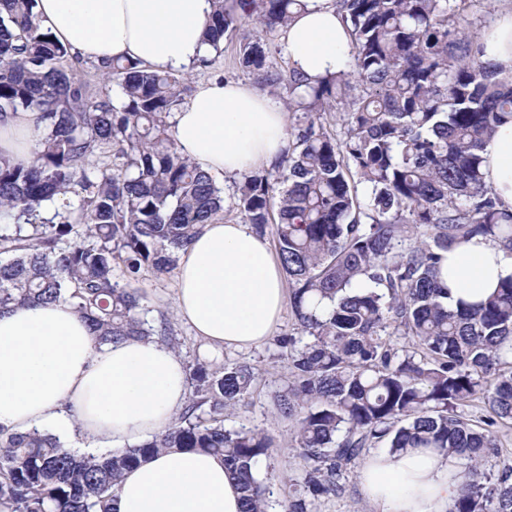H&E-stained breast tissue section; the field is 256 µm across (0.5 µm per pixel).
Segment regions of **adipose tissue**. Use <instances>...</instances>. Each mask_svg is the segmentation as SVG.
<instances>
[{"label": "adipose tissue", "mask_w": 512, "mask_h": 512, "mask_svg": "<svg viewBox=\"0 0 512 512\" xmlns=\"http://www.w3.org/2000/svg\"><path fill=\"white\" fill-rule=\"evenodd\" d=\"M214 0H36L42 25L74 55L127 58L157 71H187L210 52L203 41ZM485 58L512 71V13L479 38ZM291 70L316 78L343 70L350 35L333 0H306L281 38ZM181 153L214 175L272 165L287 150L285 110L267 93L219 80L198 84L174 116ZM36 115L0 119V154L30 164ZM483 164L486 183L512 211V117L497 124ZM450 305L483 299L512 277V253L483 237L444 253ZM286 300L280 263L249 225H205L177 269L176 314L210 346L249 347L273 333ZM187 396L186 369L173 349L130 339L95 344L70 306L0 309V427H50L95 447L122 448L164 431ZM468 472L432 448L369 456L360 473L375 512H448ZM116 512H241L236 482L211 454L172 450L142 461L121 482Z\"/></svg>", "instance_id": "obj_1"}]
</instances>
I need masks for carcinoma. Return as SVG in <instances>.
Instances as JSON below:
<instances>
[{
    "label": "carcinoma",
    "mask_w": 512,
    "mask_h": 512,
    "mask_svg": "<svg viewBox=\"0 0 512 512\" xmlns=\"http://www.w3.org/2000/svg\"><path fill=\"white\" fill-rule=\"evenodd\" d=\"M35 2L0 0V115L35 112L45 128L31 164L0 156V308L67 303L99 345L155 336L171 346L130 283L168 272L228 206L259 234L275 225L300 333L277 339L289 370L277 405L296 421L304 461L284 512L341 493L347 467L381 443L465 461L470 480L448 512H512V467L485 469L498 451L495 419L512 420V278L460 310L439 278L442 253L460 240L512 252V212L482 173L496 124L512 115V76L483 59L468 29L475 0H335L351 36L347 69L314 81L269 60L305 0H215L205 42L217 52L254 24L239 66L295 114L287 154L243 175L228 201L177 151L168 117L179 76L116 59L101 69L120 102L91 96ZM331 110L340 136L322 123ZM112 144V168L88 167ZM69 193L80 197L76 221H45L43 206ZM393 323L417 350L393 347ZM218 358L195 359L183 410L137 445L86 453L50 431L0 429V512H114L125 472L173 449L222 457L242 512H267L288 475L263 466L262 432L224 427L256 368ZM478 394L493 414L484 428L457 412Z\"/></svg>",
    "instance_id": "cac0c4a2"
}]
</instances>
